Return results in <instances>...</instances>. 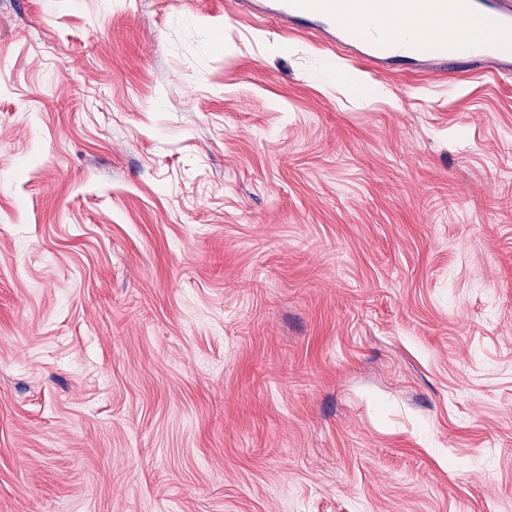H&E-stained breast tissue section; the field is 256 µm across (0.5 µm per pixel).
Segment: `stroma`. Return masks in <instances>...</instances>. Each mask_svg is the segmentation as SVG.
Returning <instances> with one entry per match:
<instances>
[{
	"mask_svg": "<svg viewBox=\"0 0 512 512\" xmlns=\"http://www.w3.org/2000/svg\"><path fill=\"white\" fill-rule=\"evenodd\" d=\"M0 512H512V79L0 0Z\"/></svg>",
	"mask_w": 512,
	"mask_h": 512,
	"instance_id": "obj_1",
	"label": "stroma"
}]
</instances>
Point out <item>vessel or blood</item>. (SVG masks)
<instances>
[{
  "label": "vessel or blood",
  "instance_id": "obj_1",
  "mask_svg": "<svg viewBox=\"0 0 512 512\" xmlns=\"http://www.w3.org/2000/svg\"><path fill=\"white\" fill-rule=\"evenodd\" d=\"M239 12L316 35L375 74L512 76V0H237Z\"/></svg>",
  "mask_w": 512,
  "mask_h": 512
}]
</instances>
